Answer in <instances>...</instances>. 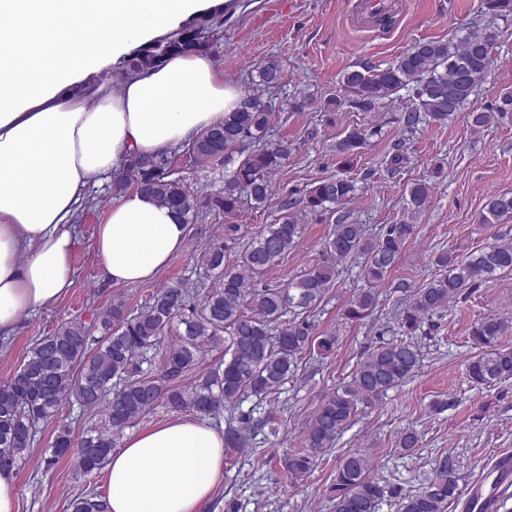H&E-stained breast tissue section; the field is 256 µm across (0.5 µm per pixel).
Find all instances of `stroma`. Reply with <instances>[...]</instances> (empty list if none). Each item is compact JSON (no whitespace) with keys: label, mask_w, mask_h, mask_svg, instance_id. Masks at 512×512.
I'll list each match as a JSON object with an SVG mask.
<instances>
[{"label":"stroma","mask_w":512,"mask_h":512,"mask_svg":"<svg viewBox=\"0 0 512 512\" xmlns=\"http://www.w3.org/2000/svg\"><path fill=\"white\" fill-rule=\"evenodd\" d=\"M352 5L353 0H228L224 37L210 54L225 80L247 95L255 91L252 79L262 61L274 56L283 63L286 79L267 95L279 113L272 138L291 149L287 165L274 178L277 191L290 190L301 198L320 181L348 176L358 186L344 206L352 222L364 225L373 236L383 225L409 219L415 234L397 267L372 284L357 259L336 262L327 251L335 213H304L298 247L257 276L256 283L276 288L311 266L335 265L334 284L313 321L317 332H336V351L328 357L305 353L281 394L245 400L242 408L251 412L255 426L244 447L225 451L224 477L201 512H332L329 487L340 457L352 449L370 452L372 475L387 488L379 512H397L400 498L424 486L441 459L453 463L464 487L488 471L497 457L512 454V379L485 388L472 383L467 371L475 353L469 339L475 322L512 315L509 273L467 289L416 333L414 340L423 353L419 372L361 412L331 447L319 452L310 473L295 481L280 465L288 452L303 448L305 425L321 399L348 381L379 342L399 338L396 317L412 292L438 275V252L462 255L496 238L512 241V219L481 221L491 196L512 194V112L499 113L492 124L479 129L456 118L445 125L421 124L409 134L398 123L400 112L412 106L403 91L376 112L286 109V99L298 94L318 101L336 93L342 75L354 65L387 66L415 42L448 39L482 16L481 0H398L393 26L373 33L352 24ZM497 25L501 37L494 65L473 99L475 110L512 93V17ZM353 126H375L379 133L346 163L337 156L335 144L340 133ZM400 141L408 162L393 175L385 161ZM419 181L431 185V198L412 216L408 189ZM116 199L111 179L87 187L75 221V282L66 296L25 317L13 336L0 340V381L17 370L37 340L75 318L92 323L112 296H122L129 308L137 309L156 288L183 280L193 289L191 304L201 305L215 286L202 264L205 248L223 243L226 261L235 262L243 245L277 216L274 208L242 203L233 218L239 231L231 240L224 236L223 214L201 211L189 227L184 249L153 280L114 286L105 281L91 244ZM369 288L377 296L373 314L362 321L346 320L347 305ZM408 428L420 436L418 448L409 454L398 446L401 432ZM53 430V425L40 424L34 447L14 473L17 512H67L74 496L92 488L107 491L104 472L77 477L75 458L47 464L45 450Z\"/></svg>","instance_id":"35a3bbf8"}]
</instances>
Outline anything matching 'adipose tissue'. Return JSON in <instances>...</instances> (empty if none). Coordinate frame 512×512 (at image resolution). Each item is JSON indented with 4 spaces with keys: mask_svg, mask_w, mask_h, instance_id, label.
<instances>
[{
    "mask_svg": "<svg viewBox=\"0 0 512 512\" xmlns=\"http://www.w3.org/2000/svg\"><path fill=\"white\" fill-rule=\"evenodd\" d=\"M224 0H0V337L74 284L72 220L88 185L133 155L191 143L244 94L204 52L124 73L106 69ZM91 32L76 40L75 32ZM188 226L128 190L97 228L112 285L151 280ZM107 473V512H199L224 474V437L173 418L125 435Z\"/></svg>",
    "mask_w": 512,
    "mask_h": 512,
    "instance_id": "ef3b65f1",
    "label": "adipose tissue"
}]
</instances>
